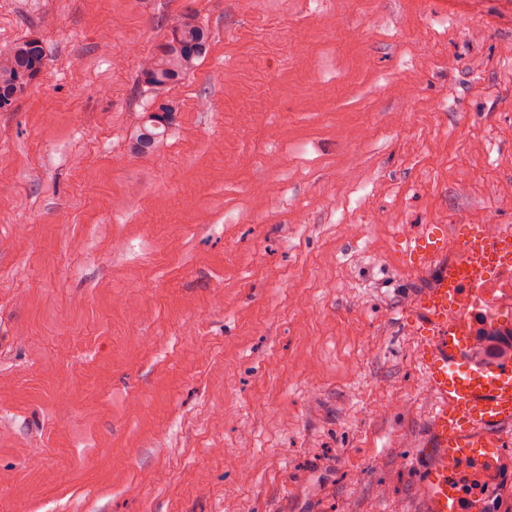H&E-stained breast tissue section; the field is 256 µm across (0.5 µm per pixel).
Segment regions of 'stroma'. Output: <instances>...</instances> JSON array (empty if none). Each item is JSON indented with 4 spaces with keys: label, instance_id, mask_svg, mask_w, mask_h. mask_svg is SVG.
<instances>
[{
    "label": "stroma",
    "instance_id": "stroma-1",
    "mask_svg": "<svg viewBox=\"0 0 512 512\" xmlns=\"http://www.w3.org/2000/svg\"><path fill=\"white\" fill-rule=\"evenodd\" d=\"M209 50L136 157L139 62ZM0 512H425L418 224L512 227V0H0ZM210 40V30L194 14L183 15L168 28L155 55L143 61L140 83L158 94L182 82L207 54ZM45 64L42 40L28 35L0 53V110L11 107L27 92ZM168 129L137 126L129 139V148L136 155H147L155 150Z\"/></svg>",
    "mask_w": 512,
    "mask_h": 512
}]
</instances>
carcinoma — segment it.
Wrapping results in <instances>:
<instances>
[{"mask_svg": "<svg viewBox=\"0 0 512 512\" xmlns=\"http://www.w3.org/2000/svg\"><path fill=\"white\" fill-rule=\"evenodd\" d=\"M210 40V30L195 15H183L168 28L155 55L143 61L140 83L158 94L182 82L207 54ZM44 64L43 42L34 35L18 40L8 52L0 53V110L24 96ZM165 134L163 128L138 126L130 136L129 148L136 155H147Z\"/></svg>", "mask_w": 512, "mask_h": 512, "instance_id": "1", "label": "carcinoma"}]
</instances>
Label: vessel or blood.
<instances>
[{
	"mask_svg": "<svg viewBox=\"0 0 512 512\" xmlns=\"http://www.w3.org/2000/svg\"><path fill=\"white\" fill-rule=\"evenodd\" d=\"M401 254L407 268L436 271L412 305L418 361L433 399L431 454L421 475L426 512H460L449 459L492 461L512 428V366L473 363L462 318L494 286L512 281V229L488 234L479 224H419Z\"/></svg>",
	"mask_w": 512,
	"mask_h": 512,
	"instance_id": "vessel-or-blood-1",
	"label": "vessel or blood"
}]
</instances>
